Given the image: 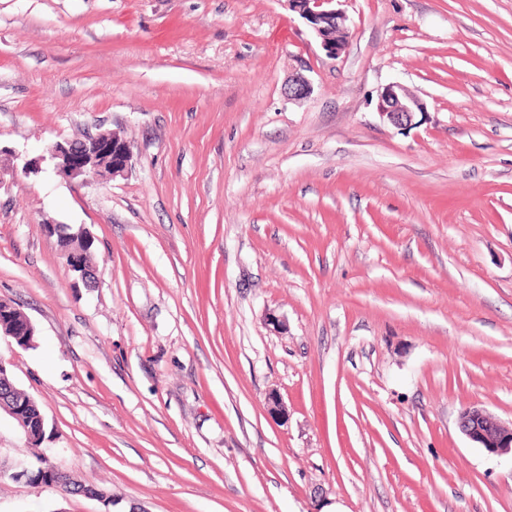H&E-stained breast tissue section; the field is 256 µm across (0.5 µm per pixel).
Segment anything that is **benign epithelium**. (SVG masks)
I'll use <instances>...</instances> for the list:
<instances>
[{"instance_id":"obj_1","label":"benign epithelium","mask_w":512,"mask_h":512,"mask_svg":"<svg viewBox=\"0 0 512 512\" xmlns=\"http://www.w3.org/2000/svg\"><path fill=\"white\" fill-rule=\"evenodd\" d=\"M291 11L297 13L320 39L321 48L330 58L336 59L345 50V42L333 41L325 35L330 27L343 29L345 16L336 9L338 0H287ZM311 92L309 80L301 73L288 83V95L304 98ZM377 109L389 123L398 127L415 125L416 113L425 112L423 103L398 84L385 87L379 95ZM51 159L55 160L56 173L68 180L87 175L114 177L124 173L131 166L132 151L125 141L115 133L99 130L88 133L78 141L66 144L57 143L49 149ZM53 232L64 237L63 248L72 271L79 273L88 287L95 284L94 269L82 262L83 251L80 244L90 242L82 232L72 233L60 226H54ZM11 336L21 347L32 343L35 335L31 321L4 297H0V335ZM14 424L24 435L30 448L41 444L45 433L43 415L33 420L26 410L18 406L9 411ZM461 433L479 448L496 456L512 455V426H505L491 411L481 407H467L459 419Z\"/></svg>"}]
</instances>
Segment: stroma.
<instances>
[{"instance_id":"35a3bbf8","label":"stroma","mask_w":512,"mask_h":512,"mask_svg":"<svg viewBox=\"0 0 512 512\" xmlns=\"http://www.w3.org/2000/svg\"><path fill=\"white\" fill-rule=\"evenodd\" d=\"M341 8L332 59L286 0H0V296L36 329L0 356L46 421L33 451L1 414L0 461L114 501L22 478L0 512H512L458 427L512 423V0ZM97 127L129 169L57 176ZM377 109L389 123L398 127H409L416 113H424L423 103L398 84L385 87L379 95ZM63 229V230H62ZM64 226L55 225L53 232L65 238L62 247L65 249L67 262L72 271L79 273L81 280L87 287H93L95 282V272L91 266L82 262L83 251L80 244L91 243L90 239L82 232L72 233L67 231ZM39 462L44 464V466H38L36 469L28 470L27 477L32 482L44 484L45 486L56 488L66 494L72 495H81L82 491H102L93 485L74 481L69 475L47 464L43 458H40Z\"/></svg>"}]
</instances>
